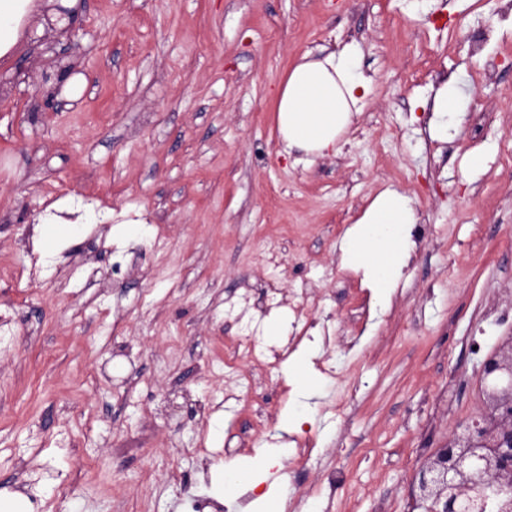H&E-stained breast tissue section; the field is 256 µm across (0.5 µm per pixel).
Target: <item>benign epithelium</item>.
Wrapping results in <instances>:
<instances>
[{
	"instance_id": "1",
	"label": "benign epithelium",
	"mask_w": 512,
	"mask_h": 512,
	"mask_svg": "<svg viewBox=\"0 0 512 512\" xmlns=\"http://www.w3.org/2000/svg\"><path fill=\"white\" fill-rule=\"evenodd\" d=\"M54 27L74 30L77 9L53 0ZM481 390L488 412L467 421L427 458L415 474L413 489L421 500H432L430 512H471L465 492L474 483L494 495L512 499V337L489 354L481 371Z\"/></svg>"
}]
</instances>
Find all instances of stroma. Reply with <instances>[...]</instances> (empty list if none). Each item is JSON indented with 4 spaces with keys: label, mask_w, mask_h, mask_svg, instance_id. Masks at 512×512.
Segmentation results:
<instances>
[{
    "label": "stroma",
    "mask_w": 512,
    "mask_h": 512,
    "mask_svg": "<svg viewBox=\"0 0 512 512\" xmlns=\"http://www.w3.org/2000/svg\"><path fill=\"white\" fill-rule=\"evenodd\" d=\"M504 5L87 0L71 36L30 22L0 60V266L41 270L0 278V490L36 512H189L192 495L240 512L213 467L285 443L249 498L278 485L287 512H427L414 475L482 410V362L512 335ZM348 44L369 84L341 151L306 164L283 150L279 88L304 54ZM447 81L467 106L438 140ZM387 187L418 222L378 302L337 244ZM247 335L263 355L226 381L224 352Z\"/></svg>",
    "instance_id": "obj_1"
}]
</instances>
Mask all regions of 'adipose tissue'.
I'll return each instance as SVG.
<instances>
[{"label":"adipose tissue","instance_id":"ef3b65f1","mask_svg":"<svg viewBox=\"0 0 512 512\" xmlns=\"http://www.w3.org/2000/svg\"><path fill=\"white\" fill-rule=\"evenodd\" d=\"M34 0H0V58L18 45ZM368 84L356 45L314 58L303 56L287 73L277 97V125L285 151L327 157L340 150L360 90ZM465 108L454 90L440 87L430 130L447 138ZM418 220L412 199L395 188L373 198L340 240L344 264L363 275L380 301H387L411 257L410 226Z\"/></svg>","mask_w":512,"mask_h":512}]
</instances>
